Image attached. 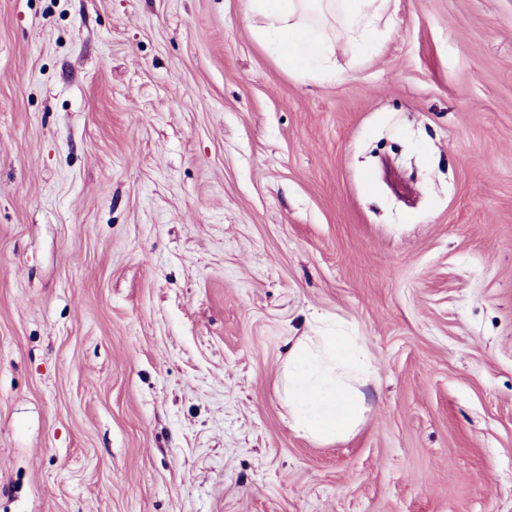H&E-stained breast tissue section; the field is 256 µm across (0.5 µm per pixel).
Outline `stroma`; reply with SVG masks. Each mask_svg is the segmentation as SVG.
Here are the masks:
<instances>
[{"label": "stroma", "mask_w": 512, "mask_h": 512, "mask_svg": "<svg viewBox=\"0 0 512 512\" xmlns=\"http://www.w3.org/2000/svg\"><path fill=\"white\" fill-rule=\"evenodd\" d=\"M248 0H0V512H512V0L332 77ZM378 373L288 425L312 312Z\"/></svg>", "instance_id": "obj_1"}]
</instances>
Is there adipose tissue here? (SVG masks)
<instances>
[{
  "instance_id": "ef3b65f1",
  "label": "adipose tissue",
  "mask_w": 512,
  "mask_h": 512,
  "mask_svg": "<svg viewBox=\"0 0 512 512\" xmlns=\"http://www.w3.org/2000/svg\"><path fill=\"white\" fill-rule=\"evenodd\" d=\"M390 4L391 0H251V12L274 35L280 64L297 73L326 59L331 50L322 28L326 14L342 12L349 39L370 49L377 40L373 21ZM376 378L361 337L327 326L316 335L298 338L281 378L292 428L319 442L350 439L366 411L362 388Z\"/></svg>"
}]
</instances>
